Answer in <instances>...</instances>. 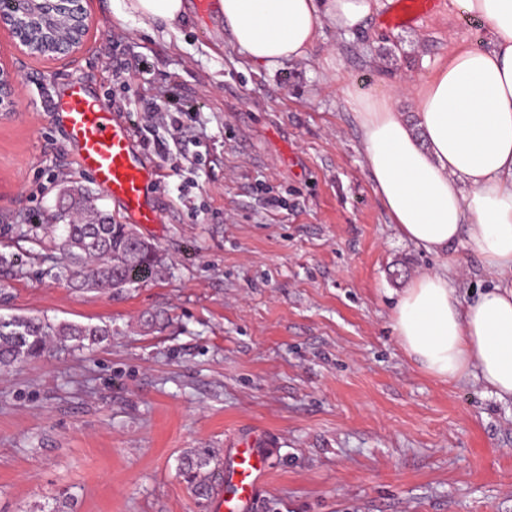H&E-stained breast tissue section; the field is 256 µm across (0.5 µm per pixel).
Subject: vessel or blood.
<instances>
[{
    "instance_id": "vessel-or-blood-1",
    "label": "vessel or blood",
    "mask_w": 512,
    "mask_h": 512,
    "mask_svg": "<svg viewBox=\"0 0 512 512\" xmlns=\"http://www.w3.org/2000/svg\"><path fill=\"white\" fill-rule=\"evenodd\" d=\"M429 2L396 0L398 9L391 16V27L409 25ZM48 110L62 123L81 168L111 197L123 221L158 223L159 214L149 199L158 171L136 150L131 127L80 85L69 86L53 97ZM267 454V449L260 447L238 451L236 461L224 474L234 488L233 496L224 503L227 512H242L245 504L260 494Z\"/></svg>"
}]
</instances>
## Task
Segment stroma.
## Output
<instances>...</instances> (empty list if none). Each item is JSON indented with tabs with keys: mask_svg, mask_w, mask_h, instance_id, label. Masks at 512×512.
Segmentation results:
<instances>
[{
	"mask_svg": "<svg viewBox=\"0 0 512 512\" xmlns=\"http://www.w3.org/2000/svg\"><path fill=\"white\" fill-rule=\"evenodd\" d=\"M324 28L307 59L253 66L191 7L179 35L117 24L114 0H83L89 28L69 58L34 56L0 30L18 107L0 112V314L110 325V344L0 372V512H224L178 471L189 450L231 466L241 444L270 450L251 512H512V399L472 375L443 382L396 341L392 309L419 275L448 264L465 301L502 275L468 240L447 258L392 224L365 165L341 82L377 95L424 78L487 25L453 0L413 26ZM149 71L123 83L113 67ZM85 84L125 102L159 175L160 221L139 226L162 268L127 288L73 289L47 275L46 226L72 186L94 189L47 110ZM175 90L194 136L159 161L168 126L147 108Z\"/></svg>",
	"mask_w": 512,
	"mask_h": 512,
	"instance_id": "obj_1",
	"label": "stroma"
}]
</instances>
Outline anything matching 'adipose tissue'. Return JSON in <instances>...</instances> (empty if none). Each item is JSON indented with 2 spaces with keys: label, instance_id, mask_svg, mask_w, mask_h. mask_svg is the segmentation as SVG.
<instances>
[{
  "label": "adipose tissue",
  "instance_id": "adipose-tissue-1",
  "mask_svg": "<svg viewBox=\"0 0 512 512\" xmlns=\"http://www.w3.org/2000/svg\"><path fill=\"white\" fill-rule=\"evenodd\" d=\"M378 0H218L224 37L257 67L308 58L324 27L350 33ZM487 22L489 42L456 46L419 83L381 96L342 87L355 112L374 190L402 236L438 256L467 238L491 271L512 275V0H463ZM187 0H120L117 20L164 25L188 20ZM417 103L408 122L400 96ZM392 328L405 353L448 382L479 373L512 397V284L460 302L447 270L425 273L398 298Z\"/></svg>",
  "mask_w": 512,
  "mask_h": 512
}]
</instances>
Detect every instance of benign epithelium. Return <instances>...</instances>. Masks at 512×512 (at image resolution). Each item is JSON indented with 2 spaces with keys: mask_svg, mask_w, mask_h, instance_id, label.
Masks as SVG:
<instances>
[{
  "mask_svg": "<svg viewBox=\"0 0 512 512\" xmlns=\"http://www.w3.org/2000/svg\"><path fill=\"white\" fill-rule=\"evenodd\" d=\"M38 9L35 13L21 17L0 11V29L8 31L18 48L29 49L31 32L41 30L45 41L53 44L52 56L57 58L70 57L77 52L81 42L78 38L60 40L46 26V20L60 12H68L73 16V30L77 33L88 28L87 16L81 0H36ZM16 78L0 69V111L12 112L16 109L15 100Z\"/></svg>",
  "mask_w": 512,
  "mask_h": 512,
  "instance_id": "benign-epithelium-1",
  "label": "benign epithelium"
}]
</instances>
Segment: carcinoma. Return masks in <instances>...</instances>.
<instances>
[{"mask_svg": "<svg viewBox=\"0 0 512 512\" xmlns=\"http://www.w3.org/2000/svg\"><path fill=\"white\" fill-rule=\"evenodd\" d=\"M69 210L76 215L74 221L50 224L48 229L62 256L70 287L125 288L133 284L129 280L132 271L142 278L158 266L157 251L149 240H132L129 225L97 211L83 192L72 193ZM111 338L112 328L107 325L0 316V370L39 358L58 345L80 350ZM215 465L216 457L210 453L191 450L182 456L179 474L197 498L207 499L212 494Z\"/></svg>", "mask_w": 512, "mask_h": 512, "instance_id": "cac0c4a2", "label": "carcinoma"}]
</instances>
